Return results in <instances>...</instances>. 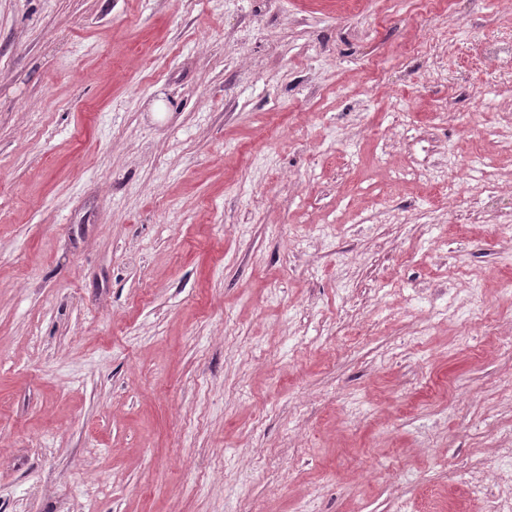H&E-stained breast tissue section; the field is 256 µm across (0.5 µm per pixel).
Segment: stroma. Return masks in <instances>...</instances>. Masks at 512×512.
I'll return each mask as SVG.
<instances>
[{"mask_svg": "<svg viewBox=\"0 0 512 512\" xmlns=\"http://www.w3.org/2000/svg\"><path fill=\"white\" fill-rule=\"evenodd\" d=\"M511 38L512 0H0V512L506 495Z\"/></svg>", "mask_w": 512, "mask_h": 512, "instance_id": "stroma-1", "label": "stroma"}]
</instances>
